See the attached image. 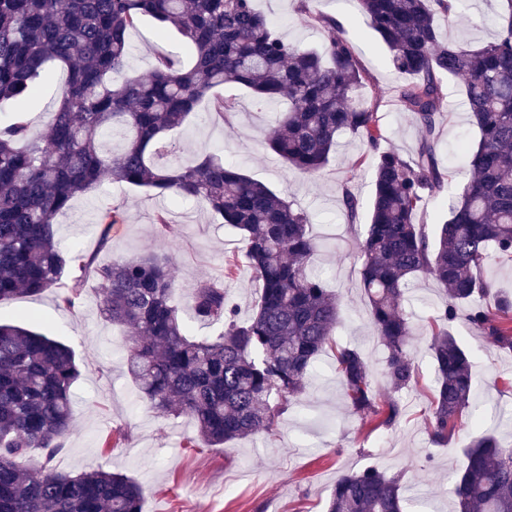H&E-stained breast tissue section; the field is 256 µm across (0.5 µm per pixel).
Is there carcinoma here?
Masks as SVG:
<instances>
[{
  "instance_id": "obj_1",
  "label": "carcinoma",
  "mask_w": 512,
  "mask_h": 512,
  "mask_svg": "<svg viewBox=\"0 0 512 512\" xmlns=\"http://www.w3.org/2000/svg\"><path fill=\"white\" fill-rule=\"evenodd\" d=\"M357 2L393 70L408 78L399 101L421 132L408 157L380 149L377 113L356 100L366 75L342 25L323 12L316 17L326 39L314 49L285 41L254 0H0V103L24 112L54 70L67 74L43 135L19 118L0 120V302L61 287L60 304L74 309L94 273L103 313L129 336L126 367L139 398L160 414L192 418L211 447L276 429L319 355L333 346L339 306V295L312 269L321 245L306 211L212 155L178 167L156 161L167 153L165 136L226 82L267 103L288 97L266 145L294 171L316 176L344 132L361 134L373 153L375 190L358 260L390 395L374 389L363 353L342 345L336 373L354 413L390 427L401 415L397 395L416 382L414 326L402 306L415 278L432 279L444 298L430 347L437 374L431 444H447L465 425L473 395L470 355L449 329L460 308L483 337L512 350V297L482 275L492 262L512 263V0H498L497 35L479 48L445 41L437 24L453 20L463 0ZM145 18L158 36L174 30L182 37L188 65L159 54L148 75L127 72L129 36ZM448 77L465 80L479 131L476 147L464 149L472 175L451 188L439 163ZM112 133L123 135L118 153L105 150ZM104 175L201 203L238 229L261 285L251 316L237 317L229 269L198 283L188 302L195 322L222 330L193 336L173 301L168 257L98 264L63 251L56 216ZM350 182L342 202L353 222L359 203ZM447 191L449 216L431 232L417 222L418 211ZM79 377L69 346L0 322V512H143L142 487L123 473L56 470ZM31 448L41 457L30 458ZM464 455L451 490L456 512H512V445L482 433ZM405 501L398 477L366 468L337 479L327 512H405Z\"/></svg>"
}]
</instances>
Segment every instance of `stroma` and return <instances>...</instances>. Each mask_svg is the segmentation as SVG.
Instances as JSON below:
<instances>
[{
  "mask_svg": "<svg viewBox=\"0 0 512 512\" xmlns=\"http://www.w3.org/2000/svg\"><path fill=\"white\" fill-rule=\"evenodd\" d=\"M263 13L280 21V34L289 42L318 46L323 28L299 8V0H256ZM327 14L345 13V34L368 82L365 95L373 97L382 131L381 148L410 155L420 138L410 113L401 111L396 89L401 77L393 71L388 52L361 14L356 0H319ZM497 0H467L444 38L464 39L479 47L497 34L494 16ZM161 53L184 57L174 33L157 37L152 21L145 20L131 39L128 71L146 73ZM442 107L440 158L451 180L468 178L454 156L460 143L477 137L465 104L461 79L445 81ZM231 100L235 110L228 121L215 119L211 98H203L186 124L169 133L177 152L164 163L179 165L215 154L241 168L309 213L311 234L322 249L313 268L326 286L340 296L333 336L340 345L358 347L377 369L374 386L387 388L379 371L383 347L375 335L361 291L356 248L366 231L365 213L373 194L370 153L359 135L346 133L326 167L314 177L289 170L267 152L265 140L278 117L276 106L258 100L244 86L228 82L214 97ZM352 177L362 207L356 223L342 211L341 182ZM117 206L124 221L104 228L98 215ZM167 210L170 226L159 233L154 222ZM55 229L64 248L83 250L97 262L137 258L150 253L171 259L176 285L173 298L185 305L196 284L223 275L227 259L238 267L229 285L240 319H248L260 287L244 258L241 235L217 223L193 202L155 197L152 192L102 178L100 184L75 198L56 218ZM102 291L88 279L82 304L73 310L59 305L55 292L0 303V319L18 321L21 314L37 320L38 331L70 346L76 353L81 376L73 394L75 422L56 458L59 471L77 474L102 468L134 478L144 489L143 512H326L327 497L338 477L375 467L389 475L403 474L412 503L409 512H452L448 485L464 463L463 450L481 431L492 430L512 442V427L500 426L512 413V351L480 338L465 316H458L452 330L470 352L476 426L456 431L443 446L428 439L425 418L435 387V373L428 348L433 340L430 318L443 297L433 281L419 280L403 302L418 328L415 339L416 383L401 395L403 414L396 425L373 428L353 415L343 400L332 352L316 360L305 392L280 416L274 434L257 433L221 448L201 443L193 421L184 415H160L136 402V389L126 368L127 336L102 314ZM127 437L110 444L115 428Z\"/></svg>",
  "mask_w": 512,
  "mask_h": 512,
  "instance_id": "1",
  "label": "stroma"
}]
</instances>
